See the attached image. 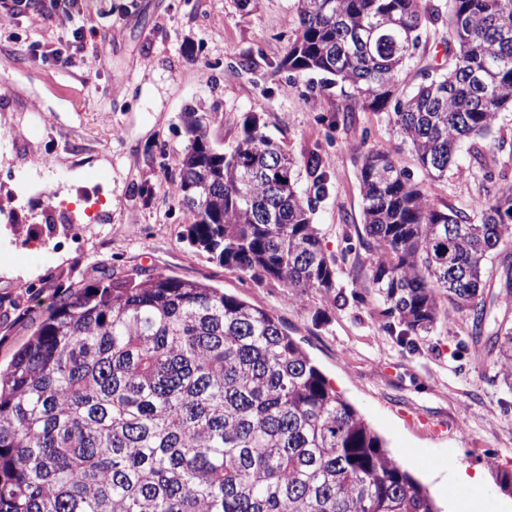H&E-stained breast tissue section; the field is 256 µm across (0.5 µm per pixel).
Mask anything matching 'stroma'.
Listing matches in <instances>:
<instances>
[{
    "label": "stroma",
    "mask_w": 512,
    "mask_h": 512,
    "mask_svg": "<svg viewBox=\"0 0 512 512\" xmlns=\"http://www.w3.org/2000/svg\"><path fill=\"white\" fill-rule=\"evenodd\" d=\"M441 18L401 75L413 88L424 66L448 64V0H427ZM85 40L61 23L69 0H41L22 17L0 18V368H6L52 299L71 285L164 273L224 290L271 310L384 447L429 491L441 512H512V388L495 360L494 324L512 325L497 300L475 331L465 314L429 336H403L369 281L376 255L364 233L359 173L367 153L391 156L440 208L469 210L484 193L460 150L446 180L431 181L401 143L387 113L361 109L324 75L289 69L298 34L296 0H81ZM63 60H31L32 42ZM212 114L209 138L234 145L246 116L298 162L319 154L325 191L300 173L323 248L337 259V299L313 291L289 300L278 283L256 282L192 248L191 214L171 194L189 144L181 116ZM499 182L512 180V112L482 142ZM73 202L48 210L49 197ZM103 200L101 223L55 254L44 244L65 223H86L83 199ZM458 461L481 484L462 489L444 469Z\"/></svg>",
    "instance_id": "35a3bbf8"
}]
</instances>
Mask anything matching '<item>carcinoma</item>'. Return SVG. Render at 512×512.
Listing matches in <instances>:
<instances>
[{
    "label": "carcinoma",
    "instance_id": "1",
    "mask_svg": "<svg viewBox=\"0 0 512 512\" xmlns=\"http://www.w3.org/2000/svg\"><path fill=\"white\" fill-rule=\"evenodd\" d=\"M285 63L330 74L380 112L432 181L460 146L489 183L472 214L431 202L388 155L360 169L370 279L407 336L430 335L448 308L481 327L493 260L512 243V183L493 180L476 139L512 111V0H449L448 67L410 92L399 75L421 43L425 0H297ZM190 135L172 194L191 247L275 280L291 298L332 296L325 253L296 161L245 118L230 150L210 113ZM321 158L306 170L325 190ZM512 377V327L495 332ZM0 512H439L274 315L200 282L107 275L55 298L0 369Z\"/></svg>",
    "mask_w": 512,
    "mask_h": 512
}]
</instances>
